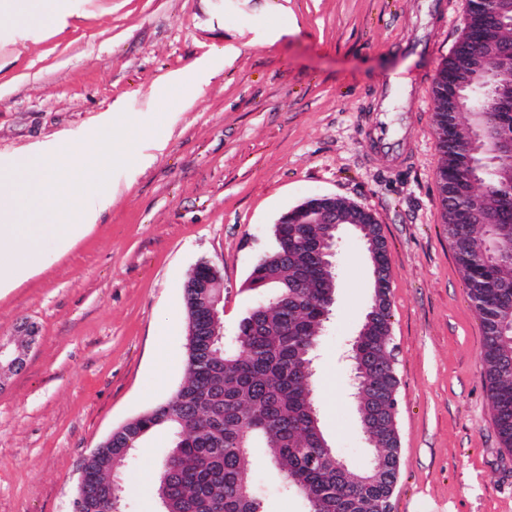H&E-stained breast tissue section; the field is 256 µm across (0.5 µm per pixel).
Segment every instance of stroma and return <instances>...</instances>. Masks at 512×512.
Segmentation results:
<instances>
[{
  "mask_svg": "<svg viewBox=\"0 0 512 512\" xmlns=\"http://www.w3.org/2000/svg\"><path fill=\"white\" fill-rule=\"evenodd\" d=\"M468 0H58V23L0 15V173L68 142L77 160L101 128L144 130L111 174L112 201L69 249L40 244L42 271L0 295V337L37 330L21 371L0 383V512H73L83 460L113 430L167 402L184 378L183 287L199 262L224 280V333L257 299L248 277L273 227L314 195L372 211L387 248L398 379L393 512H512L482 377L481 320L441 219L433 76L466 25ZM290 35L270 40L273 27ZM238 54L229 58L226 46ZM197 87L185 102L172 82ZM398 91L386 95L387 84ZM381 112L407 150L365 143ZM331 319L316 360L320 426L354 470L373 448L357 412L345 343L361 329L374 277L342 226ZM167 431L123 473L125 512H160L153 493ZM264 512H306L253 451Z\"/></svg>",
  "mask_w": 512,
  "mask_h": 512,
  "instance_id": "1",
  "label": "stroma"
}]
</instances>
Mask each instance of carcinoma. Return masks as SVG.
Returning <instances> with one entry per match:
<instances>
[{
    "instance_id": "cac0c4a2",
    "label": "carcinoma",
    "mask_w": 512,
    "mask_h": 512,
    "mask_svg": "<svg viewBox=\"0 0 512 512\" xmlns=\"http://www.w3.org/2000/svg\"><path fill=\"white\" fill-rule=\"evenodd\" d=\"M479 28L478 10L468 0V22L461 41ZM438 172L454 185L464 175L467 155L448 149ZM457 263L483 328V377L503 448L512 451V371L500 366L512 354L508 337L496 334L498 316L512 309V213L493 235L470 224H449ZM318 224H282L274 229L276 246L254 266L248 287L263 276L279 301L262 320L246 312L228 343L220 311V289L202 288L209 269L199 263L185 285L188 319L186 377L175 395L114 430L88 457L82 512H111L122 489L113 485L131 461V450L152 432L165 429L171 446L157 465L154 492L162 512H263L260 492L247 480L252 449L269 450L281 471L285 491H307L314 512H384L397 471L398 434L386 413L376 438L379 452L370 468H380L376 492H358V471L338 474L320 462L323 434L314 403V374L306 372L319 339L323 316L330 310L336 282L316 261ZM388 278L374 285L372 326L360 336L359 352L372 363L362 377L367 388L388 398L398 380L390 364Z\"/></svg>"
}]
</instances>
